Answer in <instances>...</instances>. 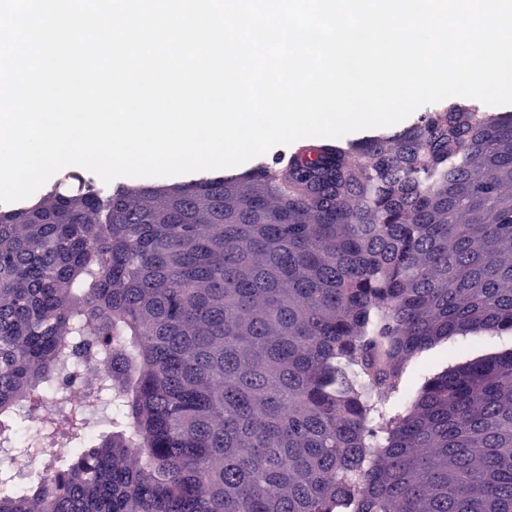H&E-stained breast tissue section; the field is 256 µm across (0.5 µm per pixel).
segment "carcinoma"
<instances>
[{
	"label": "carcinoma",
	"mask_w": 512,
	"mask_h": 512,
	"mask_svg": "<svg viewBox=\"0 0 512 512\" xmlns=\"http://www.w3.org/2000/svg\"><path fill=\"white\" fill-rule=\"evenodd\" d=\"M512 115L0 211V415L112 352L0 512H512ZM112 348H107V341ZM447 346L441 361L423 353Z\"/></svg>",
	"instance_id": "carcinoma-1"
}]
</instances>
